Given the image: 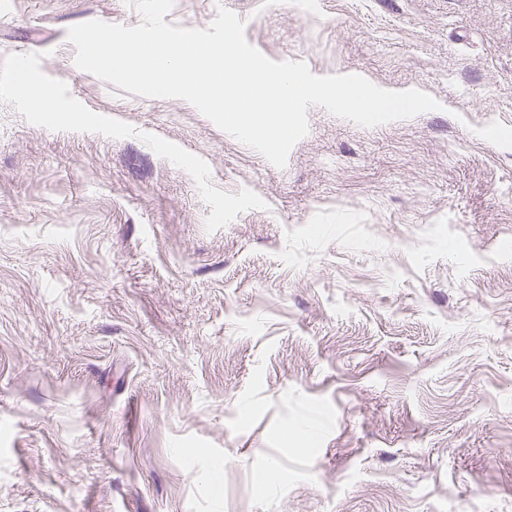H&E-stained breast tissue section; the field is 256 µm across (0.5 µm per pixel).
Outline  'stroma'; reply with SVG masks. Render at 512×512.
<instances>
[{
  "instance_id": "obj_1",
  "label": "stroma",
  "mask_w": 512,
  "mask_h": 512,
  "mask_svg": "<svg viewBox=\"0 0 512 512\" xmlns=\"http://www.w3.org/2000/svg\"><path fill=\"white\" fill-rule=\"evenodd\" d=\"M222 8L440 107L310 108L279 168L71 69L68 28L136 26L126 0H0V512H512V0L165 21ZM20 62L112 135L25 111Z\"/></svg>"
}]
</instances>
